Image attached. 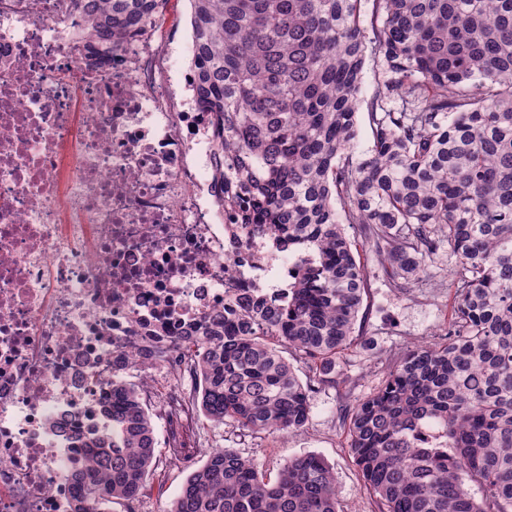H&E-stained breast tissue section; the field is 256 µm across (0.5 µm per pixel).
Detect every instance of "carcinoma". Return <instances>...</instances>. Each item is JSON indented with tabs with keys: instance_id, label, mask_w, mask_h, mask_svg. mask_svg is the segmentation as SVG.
Returning <instances> with one entry per match:
<instances>
[{
	"instance_id": "1",
	"label": "carcinoma",
	"mask_w": 512,
	"mask_h": 512,
	"mask_svg": "<svg viewBox=\"0 0 512 512\" xmlns=\"http://www.w3.org/2000/svg\"><path fill=\"white\" fill-rule=\"evenodd\" d=\"M191 84L210 113L214 188L238 223L309 253L274 297L233 301L182 336L187 410L253 432H300L313 385L347 382L370 273L408 292L448 253L444 337L380 360L374 393L339 404L377 512H512V0H190ZM166 0H87L84 62L161 17ZM376 61L373 146L355 159L365 51ZM288 355H283V351ZM308 370L307 379L291 360ZM107 429L76 437L71 512H113L147 489L159 456L142 390L112 383ZM477 488L474 495L471 488ZM164 512H342L320 456L274 480L213 451Z\"/></svg>"
}]
</instances>
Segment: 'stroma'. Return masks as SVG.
Returning a JSON list of instances; mask_svg holds the SVG:
<instances>
[{"mask_svg": "<svg viewBox=\"0 0 512 512\" xmlns=\"http://www.w3.org/2000/svg\"><path fill=\"white\" fill-rule=\"evenodd\" d=\"M163 14L165 53L156 61L162 74L169 66V51L191 41V4L189 0H167ZM375 70L373 60H366L355 140L356 155L361 159L368 157L373 143L368 112L376 86ZM428 274L427 285L407 294L388 288L381 277H371L369 294L364 300V335L336 361L337 369L349 376L351 383L311 392V414L305 431L255 435L242 432L232 424L217 425L198 416L181 434L179 447L173 448L165 441L168 422L159 413H152L161 459L151 479L150 491L133 502L132 512H166L187 474L203 464L216 445L253 460L271 479L293 456L317 454L335 470L343 512H373L372 500L348 451L346 431L337 418L336 408L343 398L361 397L379 387L383 378L379 357L432 341L435 334L445 329L453 302L447 260L430 264Z\"/></svg>", "mask_w": 512, "mask_h": 512, "instance_id": "1", "label": "stroma"}]
</instances>
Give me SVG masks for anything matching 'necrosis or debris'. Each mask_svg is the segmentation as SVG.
Segmentation results:
<instances>
[{"mask_svg":"<svg viewBox=\"0 0 512 512\" xmlns=\"http://www.w3.org/2000/svg\"><path fill=\"white\" fill-rule=\"evenodd\" d=\"M82 0H0V512H71L74 434L113 381L187 375L176 347L303 262L233 223L206 116L147 64L84 65Z\"/></svg>","mask_w":512,"mask_h":512,"instance_id":"1","label":"necrosis or debris"}]
</instances>
